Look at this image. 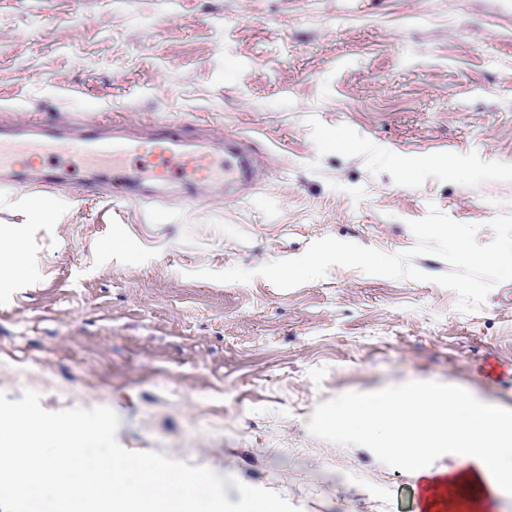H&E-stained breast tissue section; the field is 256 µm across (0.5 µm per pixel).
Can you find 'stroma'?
Listing matches in <instances>:
<instances>
[{
    "instance_id": "obj_1",
    "label": "stroma",
    "mask_w": 512,
    "mask_h": 512,
    "mask_svg": "<svg viewBox=\"0 0 512 512\" xmlns=\"http://www.w3.org/2000/svg\"><path fill=\"white\" fill-rule=\"evenodd\" d=\"M110 112L252 137L255 189L111 207L83 171L50 219L0 197V392L105 406L118 443L275 491L300 512H416L417 469L328 424L415 385L512 409V281L475 311L426 282L258 276L321 238L393 254L437 208L512 214V0H0V118ZM351 138L338 147L337 134ZM448 156L404 177L394 160ZM253 271L246 283L204 270Z\"/></svg>"
}]
</instances>
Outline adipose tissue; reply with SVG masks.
I'll return each instance as SVG.
<instances>
[{"instance_id":"obj_1","label":"adipose tissue","mask_w":512,"mask_h":512,"mask_svg":"<svg viewBox=\"0 0 512 512\" xmlns=\"http://www.w3.org/2000/svg\"><path fill=\"white\" fill-rule=\"evenodd\" d=\"M382 422L384 455L405 463L445 451L454 460L445 494H437L442 481L435 474L422 472L423 512H459L464 505L478 512L512 488V411L415 386L394 401L339 406L331 417L336 430L357 436L375 434Z\"/></svg>"}]
</instances>
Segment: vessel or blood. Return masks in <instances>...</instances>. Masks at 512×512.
<instances>
[{"mask_svg":"<svg viewBox=\"0 0 512 512\" xmlns=\"http://www.w3.org/2000/svg\"><path fill=\"white\" fill-rule=\"evenodd\" d=\"M88 168L90 190L107 188L119 203H161L165 193L182 201L219 191L235 197L257 180L251 147L218 137L198 139L180 122H156L146 132L102 118L60 115L0 126V194L37 201L56 191L64 171Z\"/></svg>","mask_w":512,"mask_h":512,"instance_id":"vessel-or-blood-1","label":"vessel or blood"}]
</instances>
